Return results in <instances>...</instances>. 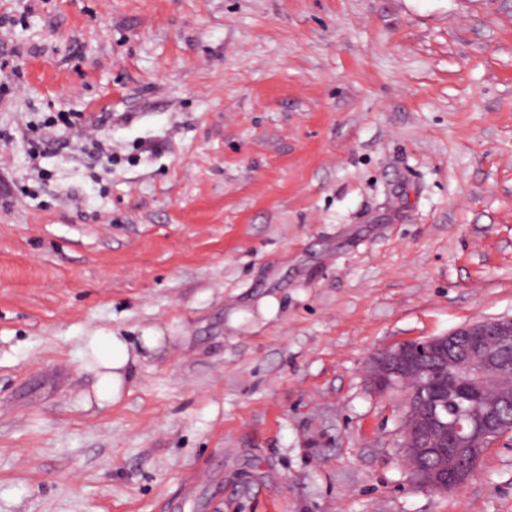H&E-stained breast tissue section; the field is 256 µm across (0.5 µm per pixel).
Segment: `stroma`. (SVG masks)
Segmentation results:
<instances>
[{"label": "stroma", "mask_w": 512, "mask_h": 512, "mask_svg": "<svg viewBox=\"0 0 512 512\" xmlns=\"http://www.w3.org/2000/svg\"><path fill=\"white\" fill-rule=\"evenodd\" d=\"M3 14L0 512H512L511 436L414 487L366 381L374 349L512 317V0ZM166 326L85 409L84 336Z\"/></svg>", "instance_id": "1"}]
</instances>
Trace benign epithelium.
<instances>
[{"label": "benign epithelium", "mask_w": 512, "mask_h": 512, "mask_svg": "<svg viewBox=\"0 0 512 512\" xmlns=\"http://www.w3.org/2000/svg\"><path fill=\"white\" fill-rule=\"evenodd\" d=\"M512 317L465 324L419 342L407 341L374 351L367 381L378 394L404 399L401 450L409 481L434 493L462 488L487 448L512 432V418L501 408L512 404ZM448 369L447 390L466 403L461 418L413 412L415 400L433 387L432 365Z\"/></svg>", "instance_id": "benign-epithelium-1"}]
</instances>
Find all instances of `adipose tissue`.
<instances>
[{"instance_id": "1", "label": "adipose tissue", "mask_w": 512, "mask_h": 512, "mask_svg": "<svg viewBox=\"0 0 512 512\" xmlns=\"http://www.w3.org/2000/svg\"><path fill=\"white\" fill-rule=\"evenodd\" d=\"M176 342L175 336L160 328L145 329L134 341L110 330L92 331L81 350L85 367L94 377L85 407L105 409L120 403L130 392L133 368Z\"/></svg>"}]
</instances>
